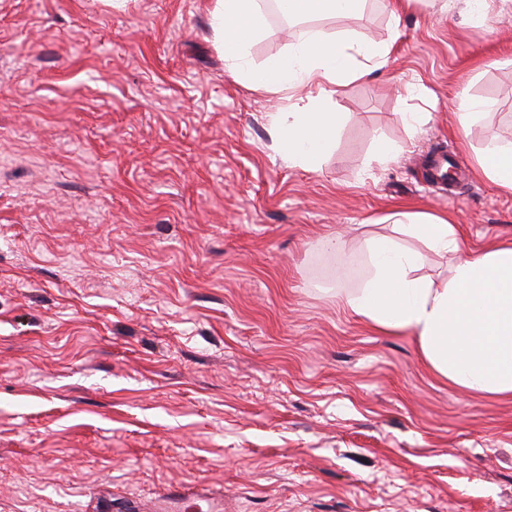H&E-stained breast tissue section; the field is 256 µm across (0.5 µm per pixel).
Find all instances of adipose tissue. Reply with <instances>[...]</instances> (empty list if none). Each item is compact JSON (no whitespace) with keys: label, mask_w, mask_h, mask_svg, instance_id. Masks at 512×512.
<instances>
[{"label":"adipose tissue","mask_w":512,"mask_h":512,"mask_svg":"<svg viewBox=\"0 0 512 512\" xmlns=\"http://www.w3.org/2000/svg\"><path fill=\"white\" fill-rule=\"evenodd\" d=\"M211 26L233 75L269 93L316 88L304 107L270 116V133L289 164L316 168L328 155L341 122L330 109L347 83L365 77L388 45L320 30L302 32L276 58L254 65L250 48L263 31L257 0H212ZM481 175L512 192V146L488 145L477 158ZM392 232L367 243L372 273L346 306L376 330L415 338L427 367L471 393L512 397V243L473 253L458 225L411 211L389 214ZM422 241L451 259L452 274L438 285L419 276Z\"/></svg>","instance_id":"1"}]
</instances>
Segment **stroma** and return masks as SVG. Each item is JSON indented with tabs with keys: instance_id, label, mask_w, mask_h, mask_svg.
Instances as JSON below:
<instances>
[{
	"instance_id": "1",
	"label": "stroma",
	"mask_w": 512,
	"mask_h": 512,
	"mask_svg": "<svg viewBox=\"0 0 512 512\" xmlns=\"http://www.w3.org/2000/svg\"><path fill=\"white\" fill-rule=\"evenodd\" d=\"M211 6L0 0V512H141L172 487L181 512H512V398L343 303L393 209L512 240V193L476 171L512 144V6L317 21L392 47L333 97L315 170L269 132L300 98L232 76ZM296 36L266 21L253 63ZM464 96L493 105L465 139ZM442 152L452 188L426 179Z\"/></svg>"
}]
</instances>
